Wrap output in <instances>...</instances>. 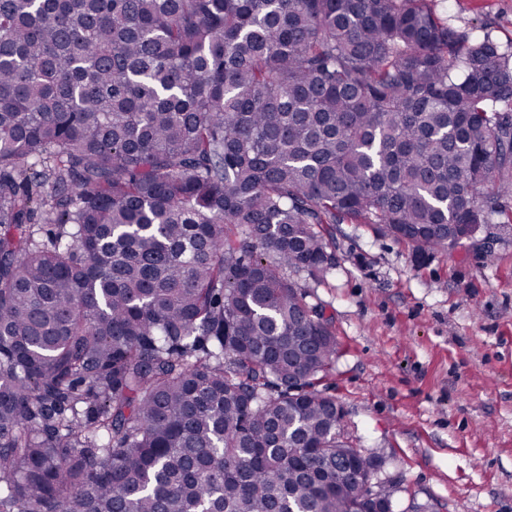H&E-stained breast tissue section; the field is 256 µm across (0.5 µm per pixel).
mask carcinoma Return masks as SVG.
Wrapping results in <instances>:
<instances>
[{"instance_id":"carcinoma-1","label":"carcinoma","mask_w":512,"mask_h":512,"mask_svg":"<svg viewBox=\"0 0 512 512\" xmlns=\"http://www.w3.org/2000/svg\"><path fill=\"white\" fill-rule=\"evenodd\" d=\"M429 0H0V512H372L309 285L512 199V48Z\"/></svg>"}]
</instances>
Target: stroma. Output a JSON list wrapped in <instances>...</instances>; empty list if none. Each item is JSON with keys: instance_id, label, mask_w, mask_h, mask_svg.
Returning <instances> with one entry per match:
<instances>
[{"instance_id": "obj_1", "label": "stroma", "mask_w": 512, "mask_h": 512, "mask_svg": "<svg viewBox=\"0 0 512 512\" xmlns=\"http://www.w3.org/2000/svg\"><path fill=\"white\" fill-rule=\"evenodd\" d=\"M431 5L512 47V0ZM310 292L339 343L325 384L398 508L512 512V211L442 254L337 225L336 271Z\"/></svg>"}]
</instances>
